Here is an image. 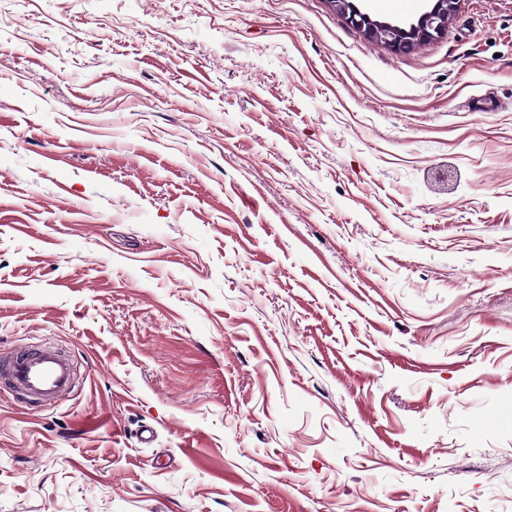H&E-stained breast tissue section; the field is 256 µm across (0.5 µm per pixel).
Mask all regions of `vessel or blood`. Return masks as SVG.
I'll list each match as a JSON object with an SVG mask.
<instances>
[{
	"mask_svg": "<svg viewBox=\"0 0 512 512\" xmlns=\"http://www.w3.org/2000/svg\"><path fill=\"white\" fill-rule=\"evenodd\" d=\"M12 384L29 394L52 400L67 391L73 379L68 359L50 347L33 350L0 366Z\"/></svg>",
	"mask_w": 512,
	"mask_h": 512,
	"instance_id": "obj_1",
	"label": "vessel or blood"
}]
</instances>
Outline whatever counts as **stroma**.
I'll return each instance as SVG.
<instances>
[{
	"instance_id": "obj_1",
	"label": "stroma",
	"mask_w": 512,
	"mask_h": 512,
	"mask_svg": "<svg viewBox=\"0 0 512 512\" xmlns=\"http://www.w3.org/2000/svg\"><path fill=\"white\" fill-rule=\"evenodd\" d=\"M44 344L0 512H512V0L406 51L330 0H0V361ZM12 384L29 394L52 400L67 391L73 379L68 359L50 347L33 350L2 365Z\"/></svg>"
}]
</instances>
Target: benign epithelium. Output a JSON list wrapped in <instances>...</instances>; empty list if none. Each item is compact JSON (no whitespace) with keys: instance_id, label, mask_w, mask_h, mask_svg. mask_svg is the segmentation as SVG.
I'll use <instances>...</instances> for the list:
<instances>
[{"instance_id":"7a95c632","label":"benign epithelium","mask_w":512,"mask_h":512,"mask_svg":"<svg viewBox=\"0 0 512 512\" xmlns=\"http://www.w3.org/2000/svg\"><path fill=\"white\" fill-rule=\"evenodd\" d=\"M331 2L352 27L373 39L384 40L393 50L404 51L420 41L443 36L448 31V23L456 13L459 0H434L433 5L419 15L417 22L407 28L372 19L354 6L352 0Z\"/></svg>"}]
</instances>
